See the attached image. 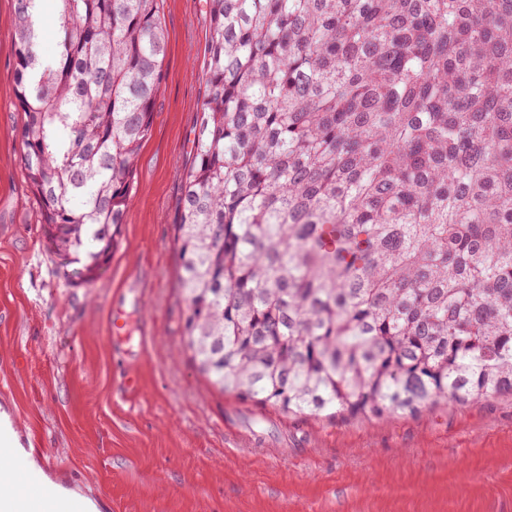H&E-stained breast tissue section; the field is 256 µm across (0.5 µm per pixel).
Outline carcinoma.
Here are the masks:
<instances>
[{
    "instance_id": "carcinoma-1",
    "label": "carcinoma",
    "mask_w": 512,
    "mask_h": 512,
    "mask_svg": "<svg viewBox=\"0 0 512 512\" xmlns=\"http://www.w3.org/2000/svg\"><path fill=\"white\" fill-rule=\"evenodd\" d=\"M13 0L21 164L55 252L118 249L165 80L160 0ZM175 243L218 390L384 419L512 395V0H206ZM58 41V29L56 16L51 12H45L40 32V45L44 53H50L56 48Z\"/></svg>"
}]
</instances>
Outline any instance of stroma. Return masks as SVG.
<instances>
[{"instance_id":"obj_1","label":"stroma","mask_w":512,"mask_h":512,"mask_svg":"<svg viewBox=\"0 0 512 512\" xmlns=\"http://www.w3.org/2000/svg\"><path fill=\"white\" fill-rule=\"evenodd\" d=\"M166 80L122 243L91 285L57 255L20 162L13 0H0V419L95 512H512V396L344 420L225 394L182 347L174 244L206 93L205 0H161ZM151 335L141 339L142 317ZM134 384L112 389V344Z\"/></svg>"}]
</instances>
